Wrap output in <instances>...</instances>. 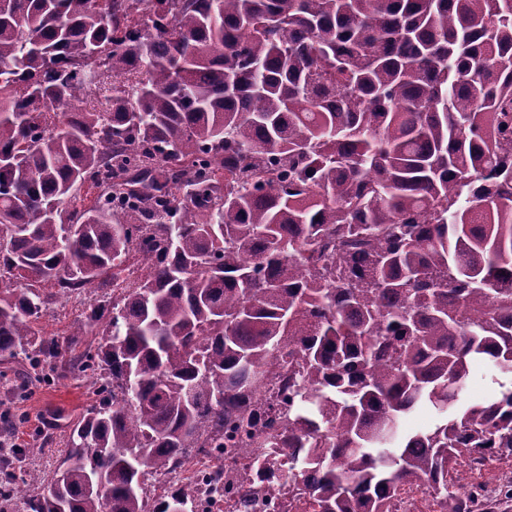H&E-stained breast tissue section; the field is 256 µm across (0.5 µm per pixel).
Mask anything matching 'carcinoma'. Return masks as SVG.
Instances as JSON below:
<instances>
[{"mask_svg": "<svg viewBox=\"0 0 512 512\" xmlns=\"http://www.w3.org/2000/svg\"><path fill=\"white\" fill-rule=\"evenodd\" d=\"M0 284L3 373L95 400L0 512H194L146 480L236 434L287 456L243 508L468 512L453 465L512 456V0H0ZM112 289L111 281H108L106 285L101 284L100 281H95L86 288L81 297L73 298L63 303V305L57 306L40 319L44 334L46 336H56L60 340L66 338L71 333L75 323L84 320L88 300L101 294L103 290L112 294ZM492 373L493 371L488 369L474 370L464 391V398L470 400L486 393L490 389ZM249 512H288V491L278 492L277 487H261Z\"/></svg>", "mask_w": 512, "mask_h": 512, "instance_id": "carcinoma-1", "label": "carcinoma"}]
</instances>
